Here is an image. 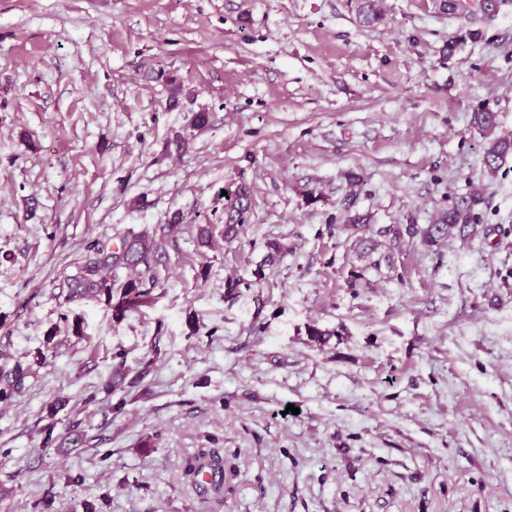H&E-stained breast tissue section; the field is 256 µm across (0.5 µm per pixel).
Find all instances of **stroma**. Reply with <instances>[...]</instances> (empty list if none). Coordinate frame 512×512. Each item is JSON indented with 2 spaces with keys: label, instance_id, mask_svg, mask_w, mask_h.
Here are the masks:
<instances>
[{
  "label": "stroma",
  "instance_id": "obj_1",
  "mask_svg": "<svg viewBox=\"0 0 512 512\" xmlns=\"http://www.w3.org/2000/svg\"><path fill=\"white\" fill-rule=\"evenodd\" d=\"M380 5L0 0V373L30 369L0 512H512V158L487 175L471 123L512 133V0ZM474 187L467 244L362 258L343 229ZM167 223L148 304L68 300L89 242ZM201 448L223 497L183 476ZM249 211L248 193L245 189H238L234 193V198L229 210L228 224H225L224 237L233 238L239 233L240 228L247 221V213Z\"/></svg>",
  "mask_w": 512,
  "mask_h": 512
}]
</instances>
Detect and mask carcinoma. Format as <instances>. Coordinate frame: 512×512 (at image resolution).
Returning a JSON list of instances; mask_svg holds the SVG:
<instances>
[{
  "instance_id": "1",
  "label": "carcinoma",
  "mask_w": 512,
  "mask_h": 512,
  "mask_svg": "<svg viewBox=\"0 0 512 512\" xmlns=\"http://www.w3.org/2000/svg\"><path fill=\"white\" fill-rule=\"evenodd\" d=\"M497 6L498 0H477L471 5L466 0H459L456 4H442V8L460 13L482 8L489 18L494 17ZM357 16L365 26L378 22L381 15L376 0H362L358 5ZM471 123L485 139L482 165L487 174L492 175L512 156V137L498 134V114L488 108L473 113ZM481 204V194L471 190L456 197L430 224L388 225L377 229V234L388 236L394 241L417 239L428 249H437L443 242L453 238L472 240L482 232L478 213ZM248 211V193L240 188L234 193L224 237L229 239L238 235L247 221ZM350 227L353 233L359 235L357 242L361 255L367 256L373 252L376 241L368 234L369 225L365 224V218H351ZM160 262L158 244L145 233L127 234L115 250L104 242L93 241L86 247V255L77 275L67 281L69 297H103L110 301L117 295L122 307L138 305L145 302L151 287L156 285V267ZM121 269L132 271L133 276L120 280L118 271ZM25 377L22 365H15L6 374L7 383L0 388V402L9 400L12 391L19 387ZM207 472L215 476L211 483L212 491L217 494L224 492V457L214 449L201 448L187 461L184 475L191 483L204 487L206 482L203 477Z\"/></svg>"
}]
</instances>
